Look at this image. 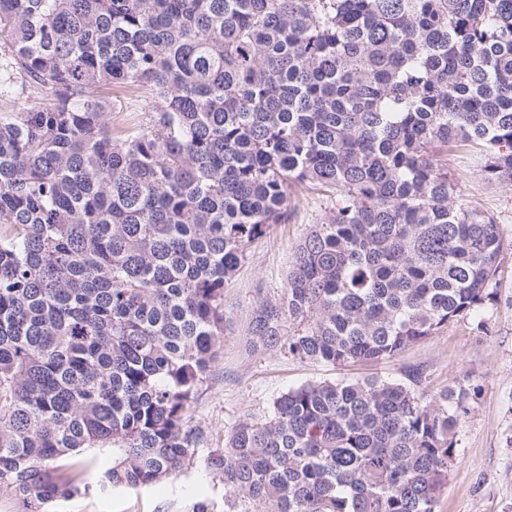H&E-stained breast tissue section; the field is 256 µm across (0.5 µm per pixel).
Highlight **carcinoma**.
Wrapping results in <instances>:
<instances>
[{"label": "carcinoma", "instance_id": "carcinoma-1", "mask_svg": "<svg viewBox=\"0 0 512 512\" xmlns=\"http://www.w3.org/2000/svg\"><path fill=\"white\" fill-rule=\"evenodd\" d=\"M114 87L149 117L112 128ZM458 144L512 181V0H0V491L42 512L196 458L224 286L299 188L326 215L252 351L386 360L493 301ZM408 378L236 424L204 459L224 512H436L469 392ZM85 448L112 467L60 464Z\"/></svg>", "mask_w": 512, "mask_h": 512}]
</instances>
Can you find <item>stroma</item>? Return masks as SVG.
I'll return each instance as SVG.
<instances>
[{
	"label": "stroma",
	"mask_w": 512,
	"mask_h": 512,
	"mask_svg": "<svg viewBox=\"0 0 512 512\" xmlns=\"http://www.w3.org/2000/svg\"><path fill=\"white\" fill-rule=\"evenodd\" d=\"M479 148L449 150L448 169L460 179L464 200L496 219L512 241V183L484 179ZM322 193L303 191L291 205L287 223L255 240L247 260L224 289V334L199 396L187 413L189 426L205 437L193 464L161 481L109 495L51 503L48 512H191L205 502L208 512H224V485L205 468L209 450L239 422L260 419L288 389L315 381H356L381 377L406 381L422 369L418 387L426 397L463 386L473 392L470 411L457 428V461L437 512H512V250H505L493 302L456 320L381 362L332 365L299 361L269 350L249 349V324L260 298L281 293L292 257L311 225L321 223Z\"/></svg>",
	"instance_id": "stroma-1"
}]
</instances>
